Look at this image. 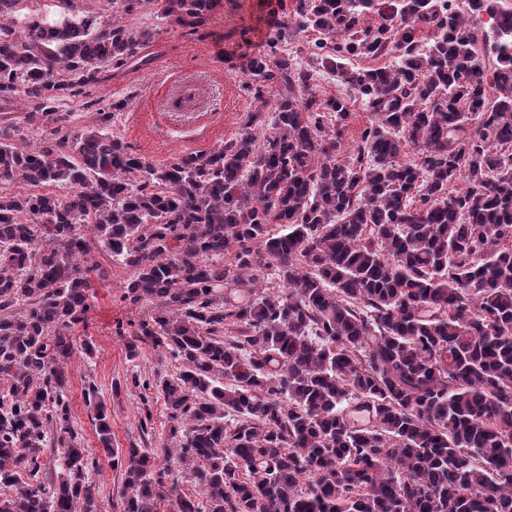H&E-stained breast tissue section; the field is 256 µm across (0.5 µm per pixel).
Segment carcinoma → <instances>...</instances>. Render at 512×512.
<instances>
[{"mask_svg":"<svg viewBox=\"0 0 512 512\" xmlns=\"http://www.w3.org/2000/svg\"><path fill=\"white\" fill-rule=\"evenodd\" d=\"M20 2L0 0V103L25 96L26 119L53 128L38 149L0 139V182L31 189L0 196V512H97L65 400L93 238L130 269L124 299L149 303L137 336L182 363L154 381L163 458L198 489L128 448L113 459L124 512H512V11L297 0L242 65L260 102L242 132L153 166L108 131L112 113L69 132L58 112L138 60L148 33L126 18L152 0H120L100 26L19 29ZM163 2L190 34L218 4ZM484 12L501 18L492 40ZM310 28L297 65L283 44ZM321 68L371 113L347 156L353 112L316 93ZM85 398L110 452L95 386ZM52 422L68 434L55 479ZM59 426L55 423H51L46 427V442L44 448H46V454L44 458L45 467L49 474H52L54 478L61 473V456L64 448H61L58 442L57 435L59 434Z\"/></svg>","mask_w":512,"mask_h":512,"instance_id":"obj_1","label":"carcinoma"}]
</instances>
